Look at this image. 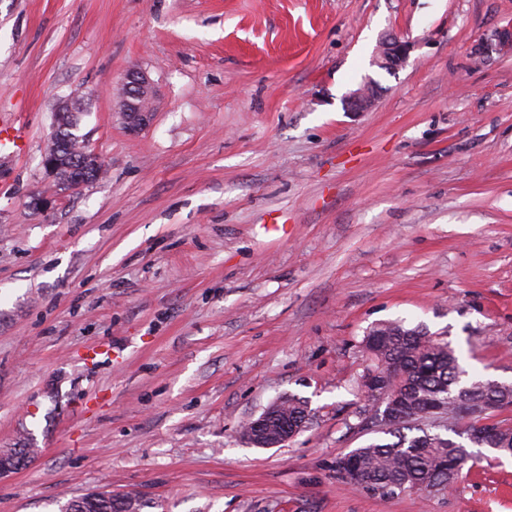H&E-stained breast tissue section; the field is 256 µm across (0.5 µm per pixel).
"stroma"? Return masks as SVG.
<instances>
[{
  "instance_id": "1",
  "label": "stroma",
  "mask_w": 512,
  "mask_h": 512,
  "mask_svg": "<svg viewBox=\"0 0 512 512\" xmlns=\"http://www.w3.org/2000/svg\"><path fill=\"white\" fill-rule=\"evenodd\" d=\"M512 0H0V512L135 492L142 512H512V457L452 491L351 489L378 440L370 329L512 383ZM406 62L374 65L382 41ZM157 97L129 133V70ZM366 112L345 98L367 80ZM107 168L61 193L54 106ZM312 423L240 427L282 397ZM410 44L397 38H389L382 42L375 64L387 71H394L403 65L409 55ZM64 129L65 126H61L60 128H58L57 125L54 126L52 138L55 142H57L58 147L55 149V145L50 144L49 150L45 151L43 154V167L45 171L53 178L54 182L57 183L59 181L58 172L60 170L58 165L59 161H57V151L60 146L68 141V137H66L63 133ZM267 422L264 420V415L259 416L257 419H253L248 421L245 424V427L249 425V436L246 438L251 444V446L257 448H274L279 447L278 445H283L288 439H291L297 435V431L284 434L280 432L278 435L274 436L275 443L267 444L266 440L273 438V436L269 435L267 430L265 429V425Z\"/></svg>"
}]
</instances>
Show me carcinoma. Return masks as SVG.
<instances>
[{
  "label": "carcinoma",
  "instance_id": "1",
  "mask_svg": "<svg viewBox=\"0 0 512 512\" xmlns=\"http://www.w3.org/2000/svg\"><path fill=\"white\" fill-rule=\"evenodd\" d=\"M371 361L367 373L380 369L389 373L387 391L401 406L393 422L379 418V432L386 438L351 450L359 474L358 486L395 494L450 489L464 466L475 456L460 442L432 432L422 421L448 419V430L458 423L477 448L512 456V424L502 419L489 425L471 423L467 402L485 398L495 403L493 411L512 409V384L467 381L450 343L435 339L415 327L388 322L371 329L364 339ZM285 408L269 417L271 431L299 426L310 413L305 400L290 396L281 400ZM143 501L135 493H98L72 498L61 512H141Z\"/></svg>",
  "mask_w": 512,
  "mask_h": 512
}]
</instances>
